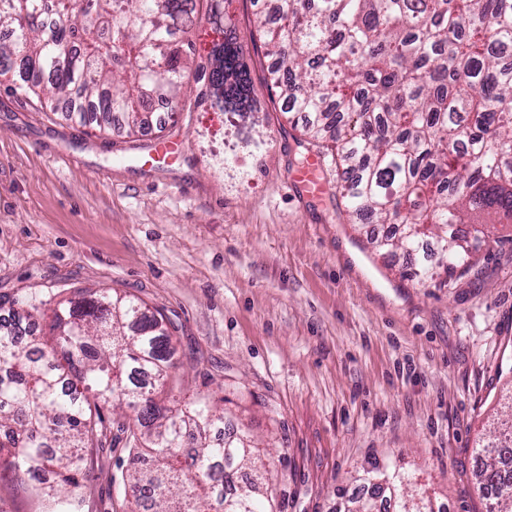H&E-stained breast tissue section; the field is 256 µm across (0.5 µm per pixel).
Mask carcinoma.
<instances>
[{"label":"carcinoma","mask_w":512,"mask_h":512,"mask_svg":"<svg viewBox=\"0 0 512 512\" xmlns=\"http://www.w3.org/2000/svg\"><path fill=\"white\" fill-rule=\"evenodd\" d=\"M0 0V86L68 105L99 129L121 119L129 134L152 124L151 101L171 113L224 115V176L268 148L250 54L230 14L233 0ZM276 24L260 21L252 49L272 60L270 97L306 117L297 144L326 168L345 213L363 224H394L373 241L414 258L402 275L420 282L469 274L471 247L498 224H512V0H267ZM206 22L198 40L187 34ZM210 68L194 102L185 88L194 56ZM55 344L18 346L0 325V472L21 481L47 475L38 494L48 512H78L87 474L81 452L99 443L105 410L136 412L122 426L133 448L122 478L125 512H268L270 462L243 434L211 437L224 412L205 399L180 400L176 338L164 317L110 290L58 302ZM196 441L193 453L178 448ZM477 491L496 490L486 512H512V424L484 444ZM250 471L245 482L237 475ZM364 481L396 512H434L409 499L408 477L375 466Z\"/></svg>","instance_id":"carcinoma-1"}]
</instances>
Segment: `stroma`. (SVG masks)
<instances>
[{"label": "stroma", "instance_id": "1", "mask_svg": "<svg viewBox=\"0 0 512 512\" xmlns=\"http://www.w3.org/2000/svg\"><path fill=\"white\" fill-rule=\"evenodd\" d=\"M224 118L182 112L103 133L0 90V303L111 289L160 310L182 396L222 402L227 429L269 452L273 512H340L372 463L447 512H485L475 474L512 417V224L468 276L437 288L376 251L389 224H350L335 187L307 198L287 113L248 185L218 160ZM182 153L153 162L155 143ZM82 512H121L126 416L105 414Z\"/></svg>", "mask_w": 512, "mask_h": 512}]
</instances>
